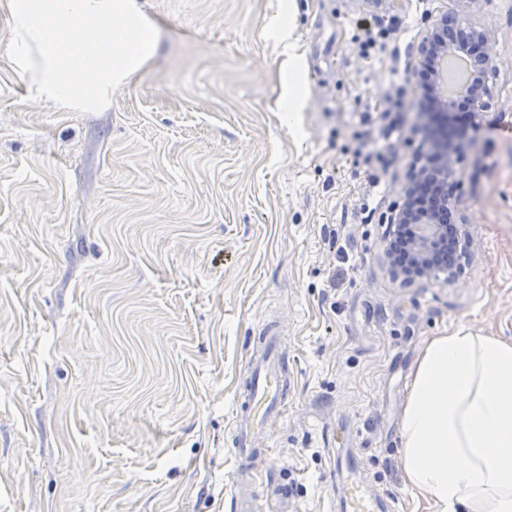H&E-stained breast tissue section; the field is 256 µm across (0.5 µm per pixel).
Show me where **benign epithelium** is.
Masks as SVG:
<instances>
[{"mask_svg": "<svg viewBox=\"0 0 512 512\" xmlns=\"http://www.w3.org/2000/svg\"><path fill=\"white\" fill-rule=\"evenodd\" d=\"M490 40L488 31H476L464 25L459 14L447 13L432 22L418 46L415 83L434 100L436 111L421 113L428 150L422 156L424 163L409 178L400 211L391 219L386 256L392 273L405 281L441 275L446 281L455 280L457 259L468 248V237L458 225L448 235L440 208L448 205L455 189L450 182L453 139L461 126L476 121L489 105L487 77L497 69ZM450 48L474 52L479 66L464 86L445 99L439 88L438 60Z\"/></svg>", "mask_w": 512, "mask_h": 512, "instance_id": "benign-epithelium-1", "label": "benign epithelium"}]
</instances>
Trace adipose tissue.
I'll return each mask as SVG.
<instances>
[{"instance_id":"ef3b65f1","label":"adipose tissue","mask_w":512,"mask_h":512,"mask_svg":"<svg viewBox=\"0 0 512 512\" xmlns=\"http://www.w3.org/2000/svg\"><path fill=\"white\" fill-rule=\"evenodd\" d=\"M9 18L7 64L38 97L74 111L107 103L153 58L157 28L136 0H0ZM270 33L288 49L279 111H302L304 59L281 19ZM407 483L437 512H512V341L461 327L424 346L401 423Z\"/></svg>"}]
</instances>
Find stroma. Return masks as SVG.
<instances>
[{
    "mask_svg": "<svg viewBox=\"0 0 512 512\" xmlns=\"http://www.w3.org/2000/svg\"><path fill=\"white\" fill-rule=\"evenodd\" d=\"M161 38L92 112L33 96L0 13V512H227L232 426L271 320L288 406L269 512H341L336 457L400 512H435L400 464L424 345L512 340V0H138ZM489 29V107L461 132L458 278L403 282L385 254L422 156L412 77L433 19ZM294 17L310 90L276 108ZM389 33L364 58V29ZM379 176V187L369 185Z\"/></svg>",
    "mask_w": 512,
    "mask_h": 512,
    "instance_id": "obj_1",
    "label": "stroma"
}]
</instances>
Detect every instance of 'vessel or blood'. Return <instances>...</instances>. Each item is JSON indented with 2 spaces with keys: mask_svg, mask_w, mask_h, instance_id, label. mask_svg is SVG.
<instances>
[{
  "mask_svg": "<svg viewBox=\"0 0 512 512\" xmlns=\"http://www.w3.org/2000/svg\"><path fill=\"white\" fill-rule=\"evenodd\" d=\"M286 344L275 326H268L262 345L250 358L246 387L233 421L231 512H264V490L276 487L271 475L256 468L270 453V425L280 418L288 401V370L284 361ZM360 467L358 454L345 453L339 476L345 489V512H391V501L369 493L355 478Z\"/></svg>",
  "mask_w": 512,
  "mask_h": 512,
  "instance_id": "vessel-or-blood-1",
  "label": "vessel or blood"
}]
</instances>
